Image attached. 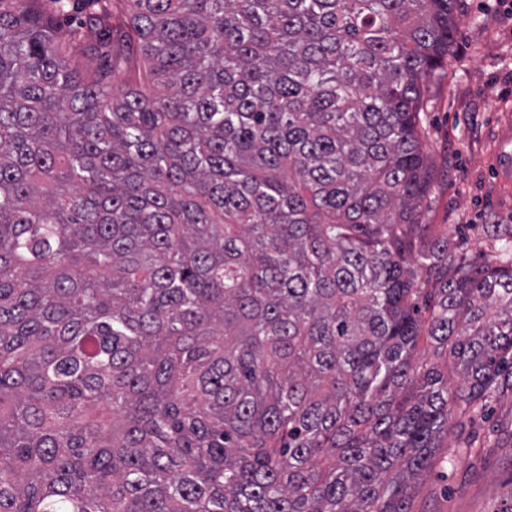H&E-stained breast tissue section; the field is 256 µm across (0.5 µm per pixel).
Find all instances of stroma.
Listing matches in <instances>:
<instances>
[{"label": "stroma", "mask_w": 512, "mask_h": 512, "mask_svg": "<svg viewBox=\"0 0 512 512\" xmlns=\"http://www.w3.org/2000/svg\"><path fill=\"white\" fill-rule=\"evenodd\" d=\"M423 124L431 172L425 223L481 260L487 224L512 225V19L495 0H462L445 70L425 84ZM474 441L443 439L413 512H496L512 494V408L467 424Z\"/></svg>", "instance_id": "stroma-1"}]
</instances>
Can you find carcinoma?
Returning <instances> with one entry per match:
<instances>
[{
    "label": "carcinoma",
    "instance_id": "1",
    "mask_svg": "<svg viewBox=\"0 0 512 512\" xmlns=\"http://www.w3.org/2000/svg\"><path fill=\"white\" fill-rule=\"evenodd\" d=\"M74 2L89 72L0 0V512H412L512 403V225L421 213L460 0Z\"/></svg>",
    "mask_w": 512,
    "mask_h": 512
}]
</instances>
